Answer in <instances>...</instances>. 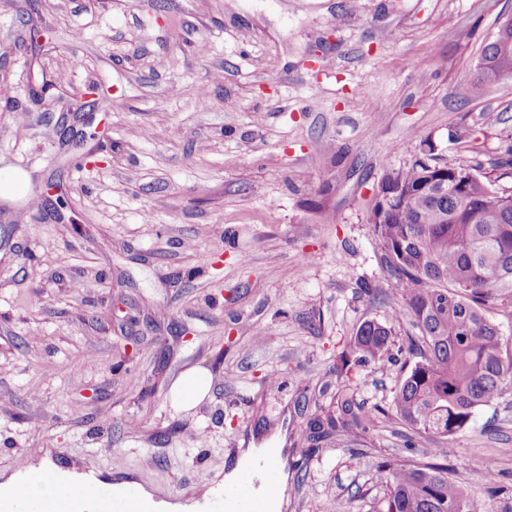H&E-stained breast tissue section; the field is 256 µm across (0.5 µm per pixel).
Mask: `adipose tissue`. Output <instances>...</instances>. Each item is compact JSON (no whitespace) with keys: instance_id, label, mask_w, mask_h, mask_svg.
I'll return each instance as SVG.
<instances>
[{"instance_id":"obj_1","label":"adipose tissue","mask_w":512,"mask_h":512,"mask_svg":"<svg viewBox=\"0 0 512 512\" xmlns=\"http://www.w3.org/2000/svg\"><path fill=\"white\" fill-rule=\"evenodd\" d=\"M81 488L89 492L83 503L84 508L89 510L95 507L99 495L111 490L112 485L91 474L64 471L50 462L41 465L39 469H30L0 481V494L21 489L30 498L39 502L63 499Z\"/></svg>"}]
</instances>
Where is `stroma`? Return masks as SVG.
I'll list each match as a JSON object with an SVG mask.
<instances>
[{
  "instance_id": "1",
  "label": "stroma",
  "mask_w": 512,
  "mask_h": 512,
  "mask_svg": "<svg viewBox=\"0 0 512 512\" xmlns=\"http://www.w3.org/2000/svg\"><path fill=\"white\" fill-rule=\"evenodd\" d=\"M22 4L0 0V168L45 203L0 210V474L48 459L183 501L282 435V512H378V461L449 447L476 512H512V390L412 448L386 415L358 446L301 435L345 384L386 411L414 363L405 320L382 361L336 373L398 300L368 222L385 174L427 150L512 189V79L474 85L512 0ZM92 84L103 152L68 110ZM191 367L210 391L179 410Z\"/></svg>"
}]
</instances>
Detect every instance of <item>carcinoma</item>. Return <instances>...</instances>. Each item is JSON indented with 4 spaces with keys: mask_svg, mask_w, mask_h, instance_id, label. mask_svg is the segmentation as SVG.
I'll return each instance as SVG.
<instances>
[{
    "mask_svg": "<svg viewBox=\"0 0 512 512\" xmlns=\"http://www.w3.org/2000/svg\"><path fill=\"white\" fill-rule=\"evenodd\" d=\"M498 54L493 39L483 47L479 82L499 69L512 79V60ZM446 168L445 181L424 155L386 173L383 181L402 189L399 210L384 216L375 200L368 217L397 284L392 321L408 318L418 330L409 337L417 361L387 411L360 405L347 385L338 388L334 410L303 429L310 448L332 435L353 441L381 414L413 437L453 436L478 407L512 388V344L485 316L497 302L512 303V194L476 168ZM393 335V326L366 321L348 354L381 361ZM450 456L440 450L425 462H379L383 512H472L465 491L448 478Z\"/></svg>",
    "mask_w": 512,
    "mask_h": 512,
    "instance_id": "1",
    "label": "carcinoma"
}]
</instances>
